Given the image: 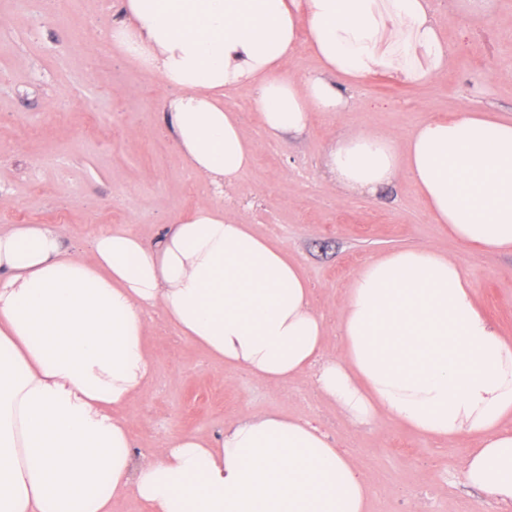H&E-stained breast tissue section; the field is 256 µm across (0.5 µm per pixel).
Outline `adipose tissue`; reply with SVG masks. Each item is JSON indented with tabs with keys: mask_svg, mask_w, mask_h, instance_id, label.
<instances>
[{
	"mask_svg": "<svg viewBox=\"0 0 512 512\" xmlns=\"http://www.w3.org/2000/svg\"><path fill=\"white\" fill-rule=\"evenodd\" d=\"M111 43L179 88L168 130L190 170L236 188L256 144L228 101L251 88L268 137L312 113L352 111L365 78L424 83L448 66L432 0H120ZM307 42L317 69L288 72ZM342 190L377 194L408 174L457 241L512 255V117L460 111L404 142L377 130L336 140ZM225 365L280 385L314 376L355 422L389 416L422 437L469 433L464 482L512 507V340L479 308L461 264L430 246L367 260L339 312L341 357L287 251L204 204L145 242L124 225L89 254L45 224L0 229V512H369L371 480L308 421L252 413L213 441L133 451L127 416L152 377L154 313Z\"/></svg>",
	"mask_w": 512,
	"mask_h": 512,
	"instance_id": "ef3b65f1",
	"label": "adipose tissue"
}]
</instances>
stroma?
I'll return each instance as SVG.
<instances>
[{"label": "stroma", "mask_w": 512, "mask_h": 512, "mask_svg": "<svg viewBox=\"0 0 512 512\" xmlns=\"http://www.w3.org/2000/svg\"><path fill=\"white\" fill-rule=\"evenodd\" d=\"M452 50L437 78L410 86L386 75L352 91L354 109L313 113L296 138L265 137L241 89L228 103L257 143L233 205L257 235L285 246L302 266L326 325L325 354L342 352L338 315L356 273L399 247L432 246L464 267L484 313L512 336V256L479 251L433 223L412 183L377 195L341 193L324 155L339 136L378 129L400 138L416 124L460 110L512 115V0H493L484 16L455 0H433ZM116 0H0V227L48 224L79 254L115 224L156 240L179 213L223 202L210 181L189 172L165 130L175 88L140 70L107 34ZM94 121L97 133L84 132ZM146 346L153 374L133 401L136 452L169 435L220 436L247 413L276 411L312 421L375 486L371 512H500L461 477L473 445L423 438L398 422L354 423L309 379L270 385L231 369L154 315Z\"/></svg>", "instance_id": "35a3bbf8"}]
</instances>
